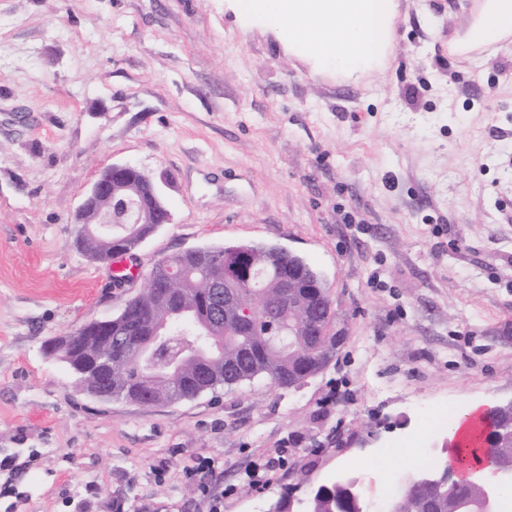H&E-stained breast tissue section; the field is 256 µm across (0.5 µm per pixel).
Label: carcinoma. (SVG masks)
I'll return each mask as SVG.
<instances>
[{"instance_id": "cac0c4a2", "label": "carcinoma", "mask_w": 512, "mask_h": 512, "mask_svg": "<svg viewBox=\"0 0 512 512\" xmlns=\"http://www.w3.org/2000/svg\"><path fill=\"white\" fill-rule=\"evenodd\" d=\"M147 224H114L108 243L89 237L76 242L89 258L104 261L114 256L121 242L134 249ZM181 270L173 287L154 286L160 266ZM300 272L301 280L321 287L324 280L307 260L280 247L230 245L200 247L195 252L176 253L158 261L148 273L147 287L126 301L112 317V341L97 335L98 321L84 324L68 337L51 338L43 350L63 360L75 374L79 389L106 401L126 400L131 395L147 404L175 403L193 399L219 386L233 388L255 378H267L284 390L296 389L319 374L336 354L340 340L331 333L335 311L329 301H317V322L295 336H272L271 327L288 328L297 323L301 309L288 307L289 293L302 288H285L282 277L287 268ZM219 279L246 301L263 307L262 315L240 336L226 335L224 321L202 310ZM148 343L158 357L146 358L139 346ZM97 356L112 358V368L97 381L80 370L81 362ZM512 424V407L487 414L484 425L464 455H474L492 467L512 469V442L492 448V430ZM480 494L475 483L452 482L432 506L415 490L399 492L401 512H462L460 506ZM307 512H352L332 493L313 494Z\"/></svg>"}]
</instances>
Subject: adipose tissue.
<instances>
[{"label": "adipose tissue", "instance_id": "1", "mask_svg": "<svg viewBox=\"0 0 512 512\" xmlns=\"http://www.w3.org/2000/svg\"><path fill=\"white\" fill-rule=\"evenodd\" d=\"M245 9L277 25L289 47L347 75L382 62L394 0H240ZM512 34V0H486L469 32L472 42L492 43Z\"/></svg>", "mask_w": 512, "mask_h": 512}]
</instances>
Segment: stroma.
Listing matches in <instances>:
<instances>
[{"instance_id": "1", "label": "stroma", "mask_w": 512, "mask_h": 512, "mask_svg": "<svg viewBox=\"0 0 512 512\" xmlns=\"http://www.w3.org/2000/svg\"><path fill=\"white\" fill-rule=\"evenodd\" d=\"M482 3L395 0L385 68L339 80L236 0H0V512H267L341 477L373 508L512 400V37L453 47ZM116 162L167 174L173 218L122 284L71 222ZM240 244L330 291L342 345L301 387L105 402L45 355ZM484 412L485 409H481L480 406H471L463 413L458 414L455 420L450 424L448 429V440L451 441L453 447L451 448L449 443L447 445V441H445L440 447L442 448V451H444L447 450L446 447L448 446V454L446 455L448 463H453V458L457 449L459 452H462L465 442L473 435L472 429L474 422L480 419Z\"/></svg>"}]
</instances>
